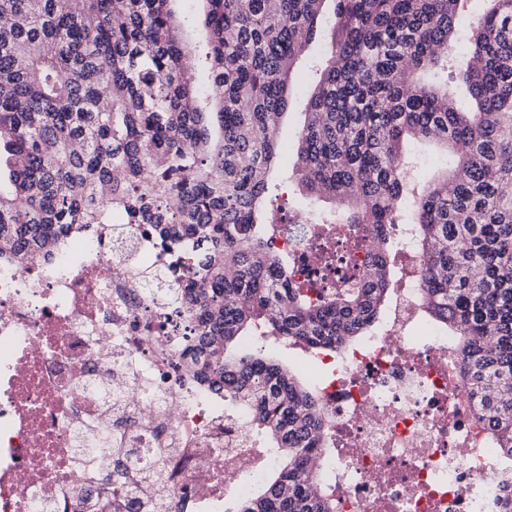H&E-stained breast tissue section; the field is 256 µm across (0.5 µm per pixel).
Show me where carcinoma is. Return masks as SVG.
Wrapping results in <instances>:
<instances>
[{
    "label": "carcinoma",
    "instance_id": "obj_1",
    "mask_svg": "<svg viewBox=\"0 0 512 512\" xmlns=\"http://www.w3.org/2000/svg\"><path fill=\"white\" fill-rule=\"evenodd\" d=\"M172 0H0V257L29 264L118 214L177 259L146 282L186 312L185 368L239 410L277 456L258 493L225 512H336L319 481L330 431L283 347L335 351L381 320L393 224H413L431 320L499 452L512 512V0H198L194 49ZM330 15L331 52L306 103L300 186L340 203L310 235L361 225L369 268L299 288L275 254L278 126L290 78ZM203 62L209 85L195 82ZM467 63L471 106L448 88ZM453 152L444 178L406 174V144Z\"/></svg>",
    "mask_w": 512,
    "mask_h": 512
}]
</instances>
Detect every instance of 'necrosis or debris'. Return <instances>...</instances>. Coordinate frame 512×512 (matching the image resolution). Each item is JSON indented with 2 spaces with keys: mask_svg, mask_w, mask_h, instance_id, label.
<instances>
[{
  "mask_svg": "<svg viewBox=\"0 0 512 512\" xmlns=\"http://www.w3.org/2000/svg\"><path fill=\"white\" fill-rule=\"evenodd\" d=\"M122 248L109 225L51 260L0 258V512H217L262 482L273 454L247 412L182 369L183 310L148 288L169 264L144 225ZM288 276L324 284L319 240L283 231ZM306 375L332 434L321 483L336 512H481L498 452L472 415L454 339L404 269L379 327L311 357Z\"/></svg>",
  "mask_w": 512,
  "mask_h": 512,
  "instance_id": "4bbe7bcc",
  "label": "necrosis or debris"
}]
</instances>
